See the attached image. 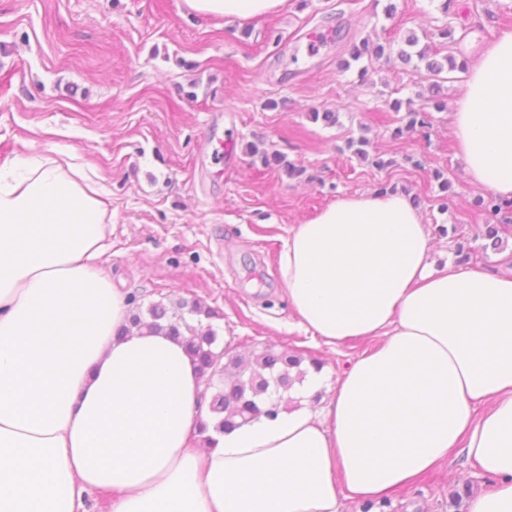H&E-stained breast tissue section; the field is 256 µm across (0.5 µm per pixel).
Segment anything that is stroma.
Returning <instances> with one entry per match:
<instances>
[{
  "label": "stroma",
  "mask_w": 512,
  "mask_h": 512,
  "mask_svg": "<svg viewBox=\"0 0 512 512\" xmlns=\"http://www.w3.org/2000/svg\"><path fill=\"white\" fill-rule=\"evenodd\" d=\"M397 11L387 16L388 2ZM454 39L439 56L472 61L477 48L512 28V0H454ZM440 0H288L253 19L203 20L184 0H0V160L57 151L77 156L104 186L112 214L105 269L114 287L146 306L198 300L238 350L271 344L329 368L328 387L379 339L326 346L299 329L279 258L293 225L342 196L386 189L411 196L434 237L437 264L472 249L471 264H512V215L505 247L483 253L474 235L485 216L457 156L447 111L462 73L432 80L418 60L346 57L337 34L388 46L443 25ZM400 99L425 113L405 131ZM338 113L337 125L312 109ZM403 135H396V128ZM367 138L366 157L348 150ZM229 146L223 169L207 155ZM279 151L300 168L291 178L263 165L251 147ZM386 160V168L375 165ZM451 183L442 192L441 179ZM471 493L491 481L464 455L398 490L389 512H456V478Z\"/></svg>",
  "instance_id": "35a3bbf8"
}]
</instances>
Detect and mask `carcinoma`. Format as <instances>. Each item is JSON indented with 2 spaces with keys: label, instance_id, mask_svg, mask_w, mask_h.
Returning a JSON list of instances; mask_svg holds the SVG:
<instances>
[{
  "label": "carcinoma",
  "instance_id": "cac0c4a2",
  "mask_svg": "<svg viewBox=\"0 0 512 512\" xmlns=\"http://www.w3.org/2000/svg\"><path fill=\"white\" fill-rule=\"evenodd\" d=\"M419 43L416 35L405 40V47L398 51L400 59L408 63L412 56L425 63L427 70L435 75L444 69L464 68L457 64L455 57L448 55L438 61L425 47L411 52ZM350 58L357 62L372 52L377 57L384 55V47H370L369 40L347 42ZM266 164L282 167L289 177H297L302 170L288 163L277 154L262 152ZM475 207L487 219L512 212V202L506 203L492 194L479 196L474 200ZM475 238L483 240V251L494 252L503 249L501 227L498 224H484L478 228ZM219 317V313L198 301L153 302L147 312L132 314L131 324L137 328H147L154 332H164L169 336L183 339L187 352L197 364L199 373L207 378L208 388L212 390L209 409L212 424H202L199 433L205 436L203 443L209 445L213 437L208 432L222 433L229 428L249 423L261 416L274 418L281 406L288 405L292 398L289 391L293 385L303 380L305 371L301 369L303 357L287 350L277 351L264 347L247 355L228 354L220 346L221 336L212 324H203L202 320Z\"/></svg>",
  "mask_w": 512,
  "mask_h": 512
}]
</instances>
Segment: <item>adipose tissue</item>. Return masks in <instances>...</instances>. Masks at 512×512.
I'll return each instance as SVG.
<instances>
[{
  "label": "adipose tissue",
  "instance_id": "adipose-tissue-1",
  "mask_svg": "<svg viewBox=\"0 0 512 512\" xmlns=\"http://www.w3.org/2000/svg\"><path fill=\"white\" fill-rule=\"evenodd\" d=\"M287 0H185L204 20ZM451 127L471 183L512 201V29L469 67ZM102 190L68 155L0 161V512H380L462 448L512 512V270L435 268L432 231L401 191L342 197L292 227L280 257L305 333L381 338L300 406L199 446L204 380L182 341L132 328L102 267ZM485 406L476 414L477 406Z\"/></svg>",
  "mask_w": 512,
  "mask_h": 512
}]
</instances>
